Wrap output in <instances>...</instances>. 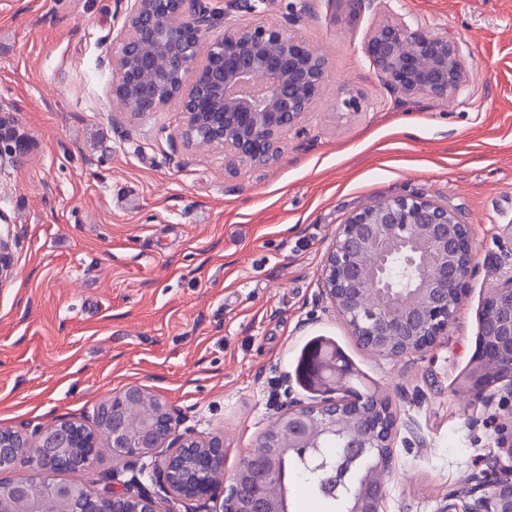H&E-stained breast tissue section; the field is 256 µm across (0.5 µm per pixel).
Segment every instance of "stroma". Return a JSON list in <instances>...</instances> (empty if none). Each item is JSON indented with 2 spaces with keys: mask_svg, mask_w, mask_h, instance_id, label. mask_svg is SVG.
<instances>
[{
  "mask_svg": "<svg viewBox=\"0 0 512 512\" xmlns=\"http://www.w3.org/2000/svg\"><path fill=\"white\" fill-rule=\"evenodd\" d=\"M264 0L268 19L329 58L301 136L269 166L224 172L190 149L182 115L112 101L126 0H0V427L79 418L137 384L201 435L224 437V472L255 448L287 399L308 403L296 359L332 341L397 416L387 512H439L490 481L512 396L464 390L479 315L505 268L512 222V0H385L408 23L448 33L472 63L446 102L399 103L362 52L379 19L352 0ZM360 101L346 114L340 89ZM422 191L470 226L474 260L448 334L397 359L357 345L320 286L339 224L370 201Z\"/></svg>",
  "mask_w": 512,
  "mask_h": 512,
  "instance_id": "35a3bbf8",
  "label": "stroma"
}]
</instances>
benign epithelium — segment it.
<instances>
[{
  "mask_svg": "<svg viewBox=\"0 0 512 512\" xmlns=\"http://www.w3.org/2000/svg\"><path fill=\"white\" fill-rule=\"evenodd\" d=\"M242 7L244 23L227 20ZM224 30L216 32L219 26ZM163 51L167 78L143 80L154 55ZM366 57L386 85L403 97L448 100L464 90L469 67L455 41L423 26L383 14L363 42ZM112 97L128 112H154L174 104L184 116L180 137L189 147L224 151V172L273 162L288 136L302 130L328 76L325 51L295 32L266 20L251 0H226L224 10L207 0H130L119 50L112 56ZM10 240L0 234V284L12 271ZM469 225L461 214L426 193L374 200L338 225L325 255L321 285L336 315L356 341L385 358L435 346L448 333L468 286L472 262ZM477 366L466 383L477 400L491 386L482 365L497 364L512 379V268L503 272L479 319ZM321 375L342 396L320 405L290 402L281 407L258 447V457L238 466L234 507L211 512H289L288 494L271 495L286 458L301 454L308 468H331L321 451L330 435L342 438L343 456L379 441L386 457L353 491L345 512H384L385 476L392 468L396 418L391 402L377 394L371 408L345 387L347 370L318 357ZM182 416L140 385L101 404L96 427L61 420L32 435L0 428V474L18 468L29 478H0V512H162L161 496L200 512L213 498L224 470V439H206L181 429ZM165 449L160 459L156 450ZM105 454L125 461L103 489L55 481L52 476L92 464ZM495 481L466 487L439 512H512V464L496 457Z\"/></svg>",
  "mask_w": 512,
  "mask_h": 512,
  "instance_id": "obj_1",
  "label": "benign epithelium"
}]
</instances>
